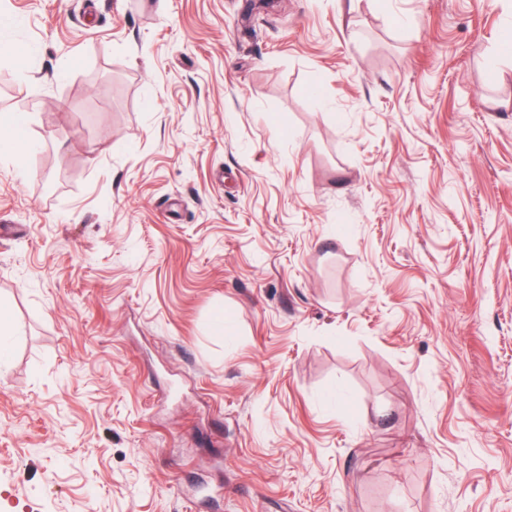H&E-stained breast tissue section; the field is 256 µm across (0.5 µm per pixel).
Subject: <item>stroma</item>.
Masks as SVG:
<instances>
[{"instance_id":"obj_1","label":"stroma","mask_w":512,"mask_h":512,"mask_svg":"<svg viewBox=\"0 0 512 512\" xmlns=\"http://www.w3.org/2000/svg\"><path fill=\"white\" fill-rule=\"evenodd\" d=\"M0 512H512V0H5ZM26 124V116L24 113L12 112L0 115V128L7 129L9 136L3 138L1 136L0 157L2 159H14L13 153L17 152L19 144L26 148H30L31 144L25 139L24 127Z\"/></svg>"}]
</instances>
